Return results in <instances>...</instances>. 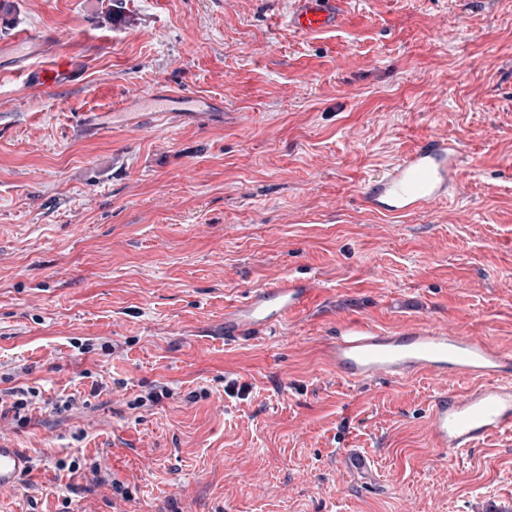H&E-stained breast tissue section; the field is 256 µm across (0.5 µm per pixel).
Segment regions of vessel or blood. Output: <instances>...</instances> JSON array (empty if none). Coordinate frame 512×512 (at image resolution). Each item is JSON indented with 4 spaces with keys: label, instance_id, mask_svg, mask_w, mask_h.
<instances>
[{
    "label": "vessel or blood",
    "instance_id": "obj_1",
    "mask_svg": "<svg viewBox=\"0 0 512 512\" xmlns=\"http://www.w3.org/2000/svg\"><path fill=\"white\" fill-rule=\"evenodd\" d=\"M343 0H293L288 25L302 35L336 30L344 21ZM55 32L34 28L11 38L13 67L24 73L28 86L52 92L74 81L78 68L57 52ZM56 55L45 68L33 60ZM154 121L224 119V104L195 94L148 91L137 102ZM463 156L452 137L427 136L400 155L368 183L365 199L387 216L420 213L448 199L462 169ZM314 292L298 277L264 285L224 314V338L232 342L255 332L275 329L303 307ZM331 366L345 381L366 383L380 378L396 382L428 372L435 379L458 377L473 381L463 392L443 390L430 404L427 432L435 448L454 459L479 447L491 435H512V352L480 341L462 330L421 323L399 331L352 321L336 329L326 347ZM31 457L0 438V487L17 486L30 468Z\"/></svg>",
    "mask_w": 512,
    "mask_h": 512
}]
</instances>
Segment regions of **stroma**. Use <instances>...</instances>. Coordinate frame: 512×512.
Segmentation results:
<instances>
[{
	"label": "stroma",
	"instance_id": "stroma-1",
	"mask_svg": "<svg viewBox=\"0 0 512 512\" xmlns=\"http://www.w3.org/2000/svg\"><path fill=\"white\" fill-rule=\"evenodd\" d=\"M268 2L14 0L0 25L55 31L82 68L51 94L0 74V378L84 401L0 418L33 465L0 512H512V437L448 461L437 380L351 385L320 354L353 319L512 349V0H348L313 37ZM155 88L224 120L76 126ZM437 133L455 194L370 210L366 182ZM289 276L313 302L226 344L225 309ZM158 383L173 398L129 408ZM76 457L126 496L57 465Z\"/></svg>",
	"mask_w": 512,
	"mask_h": 512
}]
</instances>
